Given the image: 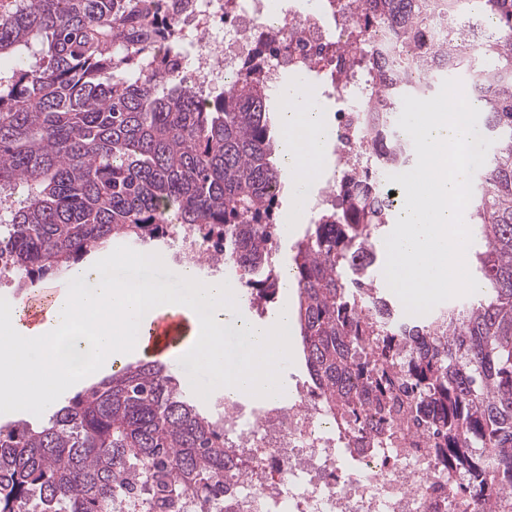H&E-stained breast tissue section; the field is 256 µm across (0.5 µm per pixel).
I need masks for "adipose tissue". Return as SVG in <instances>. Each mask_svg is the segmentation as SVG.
Segmentation results:
<instances>
[{"label": "adipose tissue", "mask_w": 512, "mask_h": 512, "mask_svg": "<svg viewBox=\"0 0 512 512\" xmlns=\"http://www.w3.org/2000/svg\"><path fill=\"white\" fill-rule=\"evenodd\" d=\"M280 93L283 160L292 199L288 228L293 231L305 215L312 187L326 160L331 130L324 99L314 88L292 82L283 85Z\"/></svg>", "instance_id": "1"}]
</instances>
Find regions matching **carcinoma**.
<instances>
[{
    "mask_svg": "<svg viewBox=\"0 0 512 512\" xmlns=\"http://www.w3.org/2000/svg\"><path fill=\"white\" fill-rule=\"evenodd\" d=\"M168 0H11L0 13V272L33 288L112 241L166 242L171 224L274 301L280 173L266 86L251 74L206 106L162 62ZM410 41L430 0H363ZM380 74L382 120L450 74L473 87L493 149L470 220L480 290L408 320L373 284L374 234L389 212L358 184L297 243L288 271L313 388L341 424L406 411L461 466L454 492L512 493V0H448L447 46ZM224 427L164 364L142 360L77 391L38 423L0 426V512H110L134 479L165 499L224 502Z\"/></svg>",
    "mask_w": 512,
    "mask_h": 512,
    "instance_id": "1",
    "label": "carcinoma"
}]
</instances>
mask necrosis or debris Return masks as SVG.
I'll list each match as a JSON object with an SVG mask.
<instances>
[{"label": "necrosis or debris", "mask_w": 512, "mask_h": 512, "mask_svg": "<svg viewBox=\"0 0 512 512\" xmlns=\"http://www.w3.org/2000/svg\"><path fill=\"white\" fill-rule=\"evenodd\" d=\"M288 2L277 17L271 0H174L166 18L173 36L154 42L152 55L169 60L204 103L213 79L229 85L246 72L271 89L291 73L338 102L336 166L317 187L316 219L351 174L370 170L383 181L394 172L380 161L367 114L399 38L366 17L361 0H317L305 8ZM213 410L228 451L224 512H472L452 491L459 472L436 457L433 439L416 424L399 422L394 439L370 429L353 437L300 381L283 401L223 397ZM346 456L351 466H343Z\"/></svg>", "instance_id": "necrosis-or-debris-1"}]
</instances>
